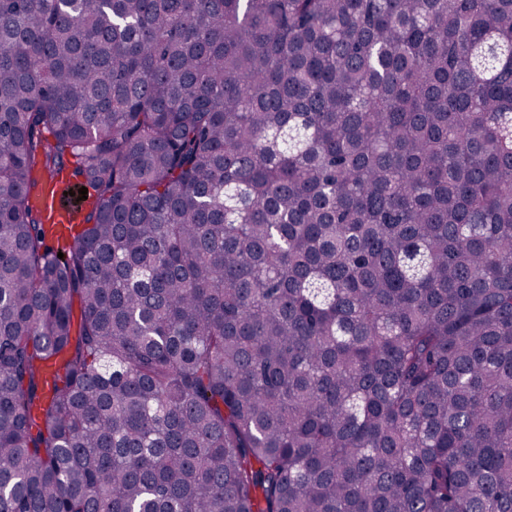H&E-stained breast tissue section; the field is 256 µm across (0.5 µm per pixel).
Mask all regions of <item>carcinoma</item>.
<instances>
[{
	"label": "carcinoma",
	"instance_id": "carcinoma-1",
	"mask_svg": "<svg viewBox=\"0 0 512 512\" xmlns=\"http://www.w3.org/2000/svg\"><path fill=\"white\" fill-rule=\"evenodd\" d=\"M0 512H512V0H0ZM77 166L78 165L76 163V159L73 157H70L69 161L66 164V171L64 172V174L67 173L68 177H69V185H68L69 188L67 191V195H65V197L63 199V206L67 210H72L76 206L83 204V201L85 199H83L79 202H76V199L78 197L82 196V194L78 193V189H80L82 187H86L88 189V193H92V190L85 184L84 178L81 175L75 173ZM69 190H72V192H75V196H70ZM88 193L85 196L88 197Z\"/></svg>",
	"mask_w": 512,
	"mask_h": 512
}]
</instances>
